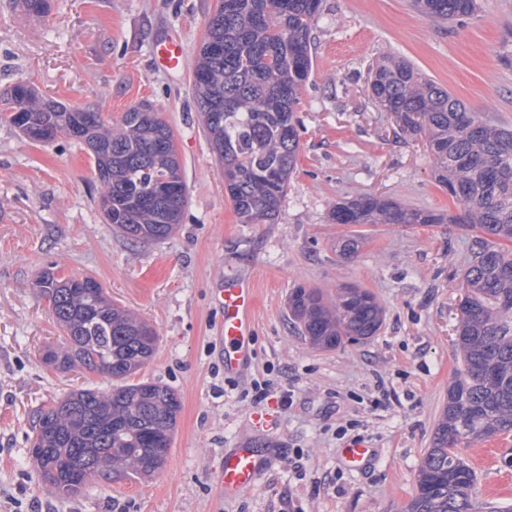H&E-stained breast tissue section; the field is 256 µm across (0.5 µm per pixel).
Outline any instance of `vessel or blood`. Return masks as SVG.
Returning a JSON list of instances; mask_svg holds the SVG:
<instances>
[{"instance_id": "vessel-or-blood-1", "label": "vessel or blood", "mask_w": 512, "mask_h": 512, "mask_svg": "<svg viewBox=\"0 0 512 512\" xmlns=\"http://www.w3.org/2000/svg\"><path fill=\"white\" fill-rule=\"evenodd\" d=\"M158 67L169 72L181 71L187 59V46L180 37L170 36L154 46ZM218 303L224 311V368L234 373L243 367L252 354V309L255 304V284L247 277L225 281ZM266 465L265 459L252 446L244 444L225 453L217 480L225 495H237L251 490Z\"/></svg>"}]
</instances>
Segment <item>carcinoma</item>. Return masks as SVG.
<instances>
[{"mask_svg": "<svg viewBox=\"0 0 512 512\" xmlns=\"http://www.w3.org/2000/svg\"><path fill=\"white\" fill-rule=\"evenodd\" d=\"M321 0H218L193 71L199 108L224 100L219 116L204 121L217 158L234 172L225 188L241 223L263 224L278 217L296 171L301 121L300 94L312 70L310 33ZM427 17L448 21L480 10L479 0H415ZM370 87L380 107L410 133H422L433 156L435 180L462 206L447 217L378 196L336 205V224H467L476 230L464 272L467 295L457 327L463 369L424 455L406 512H484L473 495L474 470L460 458L462 442L512 432V128L468 112L451 93L404 59L371 69ZM24 112L32 124L52 127L63 137L76 109L14 85L0 97V117L11 123ZM77 141L112 160L96 170L103 211L133 239L160 240L180 223L186 185L178 159L157 149L174 142L171 127L148 104L130 107L117 123L85 122ZM173 178L179 194L156 201L158 182ZM53 318L65 330L66 345L51 355L61 369L112 376L108 391L80 388L62 406L39 411L51 421L43 437L48 449L38 467L58 493L82 490L70 479L81 461L98 477L94 449L113 448L104 479L145 478L160 469L171 448L178 394L155 382L128 379L152 358L157 335L147 323L114 304L103 288L71 286V278L45 273L38 283ZM288 309L309 343L333 350L346 341L375 335L383 308L365 288L343 285L327 298L316 288L297 286Z\"/></svg>", "mask_w": 512, "mask_h": 512, "instance_id": "1", "label": "carcinoma"}]
</instances>
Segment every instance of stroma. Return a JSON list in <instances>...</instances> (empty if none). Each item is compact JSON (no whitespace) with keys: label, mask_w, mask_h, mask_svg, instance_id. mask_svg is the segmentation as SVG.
<instances>
[{"label":"stroma","mask_w":512,"mask_h":512,"mask_svg":"<svg viewBox=\"0 0 512 512\" xmlns=\"http://www.w3.org/2000/svg\"><path fill=\"white\" fill-rule=\"evenodd\" d=\"M41 16L0 0V94L28 82L67 106L116 120L151 103L172 128L187 204L167 238L133 240L104 221L88 149L29 142L0 119V512H405L461 368L455 344L467 293L472 230L464 224H336L337 202L382 196L457 215L434 179L423 137L382 111L368 69L411 62L467 111L512 126V0H480L477 15L435 21L413 0H321L313 67L301 93L300 151L278 218L244 224L203 131L193 69H158L155 43L177 32L197 52L217 0H48ZM358 234L356 255L339 238ZM94 276L108 296L157 332L140 381L181 400L167 461L152 478L90 481L56 494L32 459L35 416L69 391L112 387L109 376L62 372L42 360L64 331L37 283L47 270ZM252 274L253 356L224 371V313L215 290ZM353 284L384 309L377 333L333 351L313 348L288 312L291 288L335 293ZM271 426L256 429L257 385ZM289 406H281V393ZM371 450L349 466L344 448ZM269 458L258 484L234 498L216 473L226 449ZM478 500L512 504V433L460 444Z\"/></svg>","instance_id":"1"}]
</instances>
